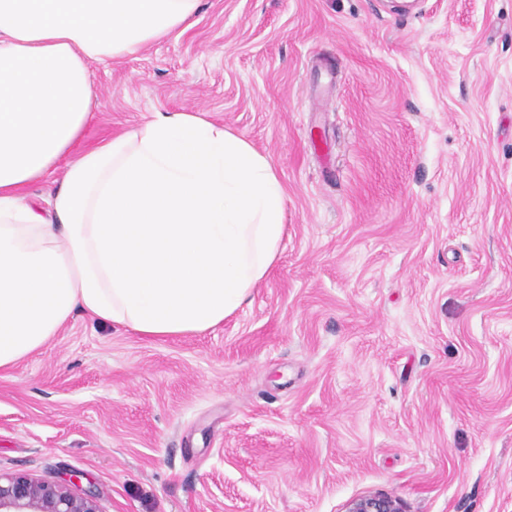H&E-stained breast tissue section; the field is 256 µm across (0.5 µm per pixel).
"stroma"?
Masks as SVG:
<instances>
[{"instance_id":"stroma-1","label":"stroma","mask_w":512,"mask_h":512,"mask_svg":"<svg viewBox=\"0 0 512 512\" xmlns=\"http://www.w3.org/2000/svg\"><path fill=\"white\" fill-rule=\"evenodd\" d=\"M91 71L82 147L204 112L286 233L222 325L78 312L0 370V471L102 512H512V0H201ZM343 512H404L399 500L377 493H368L349 500Z\"/></svg>"}]
</instances>
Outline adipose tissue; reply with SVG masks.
I'll list each match as a JSON object with an SVG mask.
<instances>
[{
  "mask_svg": "<svg viewBox=\"0 0 512 512\" xmlns=\"http://www.w3.org/2000/svg\"><path fill=\"white\" fill-rule=\"evenodd\" d=\"M199 8L0 0V370L78 311L154 340L210 330L275 264L287 193L243 136L199 112L158 111L79 146L97 110L90 63L188 27Z\"/></svg>",
  "mask_w": 512,
  "mask_h": 512,
  "instance_id": "obj_1",
  "label": "adipose tissue"
}]
</instances>
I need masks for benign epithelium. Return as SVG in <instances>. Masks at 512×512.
<instances>
[{"mask_svg": "<svg viewBox=\"0 0 512 512\" xmlns=\"http://www.w3.org/2000/svg\"><path fill=\"white\" fill-rule=\"evenodd\" d=\"M0 512H101L96 496L66 482L42 481L27 473H0ZM343 512H403L399 500L368 493L349 500Z\"/></svg>", "mask_w": 512, "mask_h": 512, "instance_id": "obj_1", "label": "benign epithelium"}]
</instances>
